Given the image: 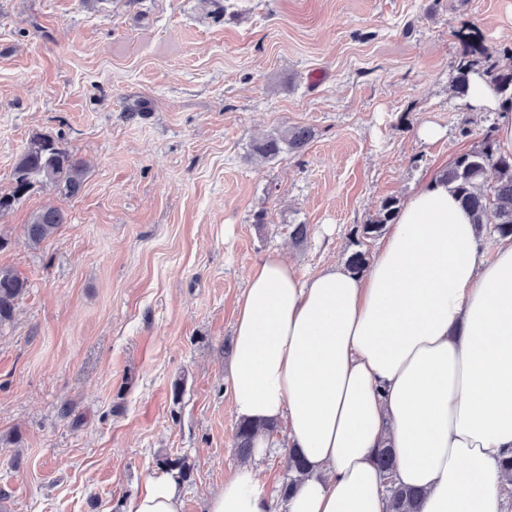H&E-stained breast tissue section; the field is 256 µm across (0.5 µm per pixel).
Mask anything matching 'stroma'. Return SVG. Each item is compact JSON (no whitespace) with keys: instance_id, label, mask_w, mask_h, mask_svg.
<instances>
[{"instance_id":"obj_1","label":"stroma","mask_w":512,"mask_h":512,"mask_svg":"<svg viewBox=\"0 0 512 512\" xmlns=\"http://www.w3.org/2000/svg\"><path fill=\"white\" fill-rule=\"evenodd\" d=\"M464 32L512 47V0H0V191L35 133L87 164L77 196L0 215L29 284L0 329V512H120L160 453L194 465L182 512L244 465L279 498L287 424L241 462L226 392L248 276L272 250L303 277L375 255L355 226L498 124L454 93ZM294 126L302 153L250 162ZM50 203L68 223L31 245Z\"/></svg>"}]
</instances>
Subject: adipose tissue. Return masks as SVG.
Returning a JSON list of instances; mask_svg holds the SVG:
<instances>
[{
	"mask_svg": "<svg viewBox=\"0 0 512 512\" xmlns=\"http://www.w3.org/2000/svg\"><path fill=\"white\" fill-rule=\"evenodd\" d=\"M238 418L286 421L309 471L287 512H387L371 458L392 448L421 512H500L512 451V241L486 256L469 211L430 182L403 205L368 268L302 277L280 252L249 277L234 330ZM148 475L123 512H181ZM257 473L224 482L208 512H273Z\"/></svg>",
	"mask_w": 512,
	"mask_h": 512,
	"instance_id": "obj_1",
	"label": "adipose tissue"
}]
</instances>
